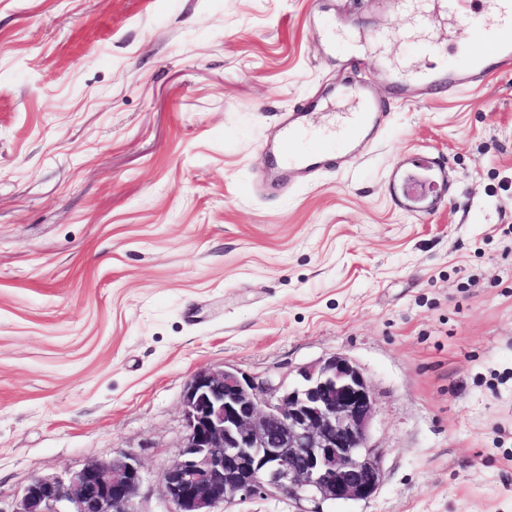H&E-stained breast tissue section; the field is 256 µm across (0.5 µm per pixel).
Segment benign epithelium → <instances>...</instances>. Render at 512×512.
Listing matches in <instances>:
<instances>
[{"label": "benign epithelium", "mask_w": 512, "mask_h": 512, "mask_svg": "<svg viewBox=\"0 0 512 512\" xmlns=\"http://www.w3.org/2000/svg\"><path fill=\"white\" fill-rule=\"evenodd\" d=\"M183 407L181 459L162 477L168 512H216L234 496L344 503L380 488L381 459L370 445L376 400L344 355L300 368L288 384L201 371ZM142 482L132 455L95 461L68 476L34 478L15 512H133Z\"/></svg>", "instance_id": "obj_1"}]
</instances>
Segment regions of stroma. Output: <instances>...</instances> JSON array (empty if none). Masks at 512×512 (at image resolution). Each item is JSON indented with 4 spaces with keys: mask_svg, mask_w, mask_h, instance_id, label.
Segmentation results:
<instances>
[{
    "mask_svg": "<svg viewBox=\"0 0 512 512\" xmlns=\"http://www.w3.org/2000/svg\"><path fill=\"white\" fill-rule=\"evenodd\" d=\"M476 48L391 0H0V512L124 455L168 512L191 377L362 371L382 483L320 512H512V69L399 93ZM370 85L386 120L277 190L266 143ZM425 159L438 188L402 209ZM285 497L217 512H309Z\"/></svg>",
    "mask_w": 512,
    "mask_h": 512,
    "instance_id": "stroma-1",
    "label": "stroma"
}]
</instances>
